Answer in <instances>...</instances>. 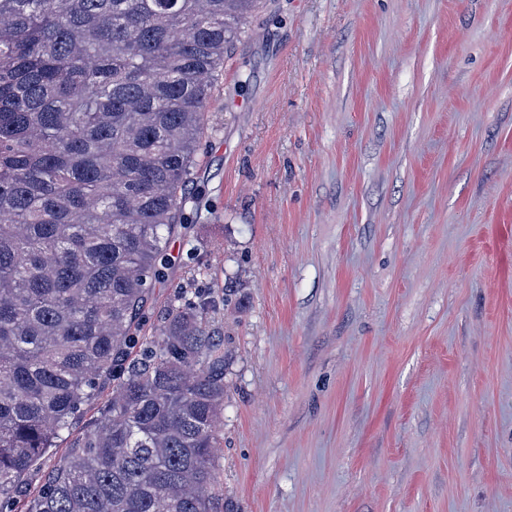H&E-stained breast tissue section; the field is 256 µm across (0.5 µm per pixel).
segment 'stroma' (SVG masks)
Here are the masks:
<instances>
[{"instance_id":"35a3bbf8","label":"stroma","mask_w":512,"mask_h":512,"mask_svg":"<svg viewBox=\"0 0 512 512\" xmlns=\"http://www.w3.org/2000/svg\"><path fill=\"white\" fill-rule=\"evenodd\" d=\"M206 117L143 331L233 353L216 503L512 512V0H264Z\"/></svg>"}]
</instances>
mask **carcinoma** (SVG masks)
I'll use <instances>...</instances> for the list:
<instances>
[{"label": "carcinoma", "instance_id": "obj_1", "mask_svg": "<svg viewBox=\"0 0 512 512\" xmlns=\"http://www.w3.org/2000/svg\"><path fill=\"white\" fill-rule=\"evenodd\" d=\"M262 0H0V512L106 379L25 512H217L228 351L141 335L205 108Z\"/></svg>", "mask_w": 512, "mask_h": 512}]
</instances>
